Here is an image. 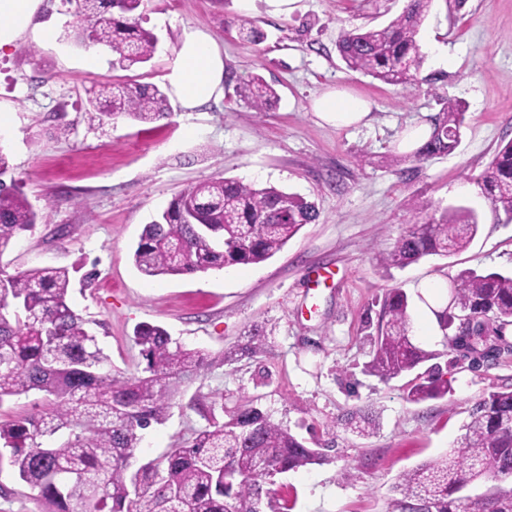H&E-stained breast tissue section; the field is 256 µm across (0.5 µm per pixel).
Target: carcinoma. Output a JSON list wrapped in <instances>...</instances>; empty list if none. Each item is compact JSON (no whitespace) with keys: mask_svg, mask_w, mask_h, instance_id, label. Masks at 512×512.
Segmentation results:
<instances>
[{"mask_svg":"<svg viewBox=\"0 0 512 512\" xmlns=\"http://www.w3.org/2000/svg\"><path fill=\"white\" fill-rule=\"evenodd\" d=\"M143 0H81L73 41L104 45L112 65L130 70L149 62L157 38L142 26ZM402 11L381 27L345 31L336 49L346 67L404 88L415 85L424 61L418 40L433 0H404ZM236 22L246 41L257 45L265 33L251 19ZM237 93L258 112L275 107V90L255 76ZM98 121L129 117L151 123L169 110L155 85L114 84L89 98ZM428 138L394 164L452 153L466 127V106L449 97L430 118ZM9 169L0 146V258L15 240L35 229L38 214L16 184L2 180ZM475 183L496 211L512 219V141L498 148ZM318 217L313 203L298 194L235 178L214 177L178 192L157 219L144 225L133 253L145 276H176L262 263L280 252ZM479 231L475 214L450 208L438 218L418 219L382 258L384 266H406L429 255L467 248ZM70 270L33 267L12 274L0 269V407L13 397L42 395L31 415L0 420V466L48 504V512H288L272 505L274 479L324 460L318 448L250 405L226 422L210 407L208 426L188 445L176 446L139 466L132 459L143 431L162 424L180 387L211 366L206 353L188 349L162 326L139 325L134 341L146 360L143 374L116 378L105 370L108 356L86 321L70 305ZM473 326L456 335L458 316ZM450 349L474 360L512 350V273L461 271L450 281L446 302L435 311ZM264 331L224 354L226 364L267 353ZM438 358L415 344L407 294L392 289L373 338L366 370L389 381ZM451 392L448 378L434 367L417 375L407 400L419 403ZM368 409L353 411L344 426L361 436L373 433ZM465 433L439 459L396 477L397 512H512V489L495 486L480 497L461 496L470 482L491 471L512 480V389L491 391L472 409Z\"/></svg>","mask_w":512,"mask_h":512,"instance_id":"carcinoma-1","label":"carcinoma"}]
</instances>
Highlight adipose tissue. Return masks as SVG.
Returning a JSON list of instances; mask_svg holds the SVG:
<instances>
[{
	"label": "adipose tissue",
	"mask_w": 512,
	"mask_h": 512,
	"mask_svg": "<svg viewBox=\"0 0 512 512\" xmlns=\"http://www.w3.org/2000/svg\"><path fill=\"white\" fill-rule=\"evenodd\" d=\"M40 3L41 0H0V50L11 48L32 27L43 41H54V29L34 25ZM175 56V66L167 79L184 109H195L223 92L224 56L210 36L195 29L186 30ZM313 110L321 120L338 126L358 124L368 116L363 101L333 91L317 98Z\"/></svg>",
	"instance_id": "obj_1"
}]
</instances>
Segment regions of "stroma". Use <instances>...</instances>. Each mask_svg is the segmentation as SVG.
Here are the masks:
<instances>
[{"label": "stroma", "instance_id": "obj_1", "mask_svg": "<svg viewBox=\"0 0 512 512\" xmlns=\"http://www.w3.org/2000/svg\"><path fill=\"white\" fill-rule=\"evenodd\" d=\"M401 0H297L287 17L253 0L246 12L266 34L249 44L234 19L238 0H145V28L157 38L144 66L121 70L104 46L41 42L35 31L0 55V108L7 123L12 178L43 217L0 257L6 272L66 266L70 304L88 321L114 376L146 365L134 342L142 323L208 351L213 365L183 386L168 420L145 432L137 456L155 458L190 442L207 422L201 403L225 415L253 404L325 451L322 463L277 478L274 496L292 512H394L391 487L403 471L438 459L456 444L469 410L488 392L512 387V355L497 364L450 350L433 308L452 277L467 268L512 271V222L475 184L502 142L512 140V0H435L419 34L425 60L418 86L405 89L348 70L336 52L342 30L386 24ZM210 34L224 51V94L197 110L171 102L169 117L142 124L119 117L92 121L86 101L113 82L166 79L183 32ZM34 47L35 55L24 52ZM261 76L279 96L256 112L236 89ZM329 88L366 102L365 124L336 128L317 118L312 102ZM465 102L462 141L451 154L388 165L400 141L426 124L438 97ZM369 162H362V154ZM217 176L270 184L315 202L318 219L304 225L268 261L184 276L146 277L133 247L144 224L188 185ZM421 210L411 211L408 200ZM473 209L480 230L464 250L430 255L404 267L381 258L416 217L447 208ZM394 288L410 301L417 342L436 352L452 392L415 404L407 378L388 382L365 372L369 336ZM269 338L267 354L227 365L222 357L254 327ZM377 417L374 434L345 430L355 408ZM0 512H43L35 492L11 469L0 470Z\"/></svg>", "mask_w": 512, "mask_h": 512}]
</instances>
